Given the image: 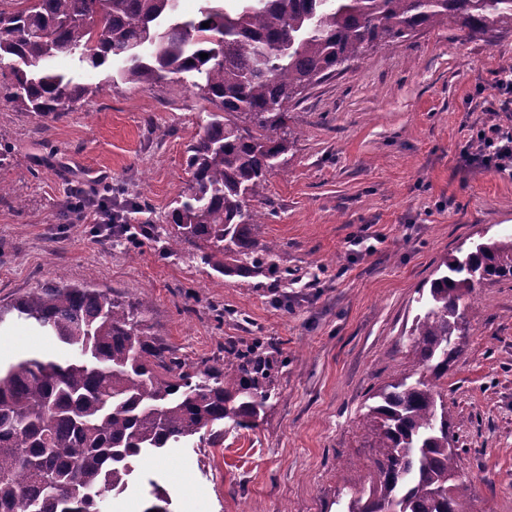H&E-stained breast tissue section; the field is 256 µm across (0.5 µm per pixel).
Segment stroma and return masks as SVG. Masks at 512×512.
I'll use <instances>...</instances> for the list:
<instances>
[{"label": "stroma", "instance_id": "obj_1", "mask_svg": "<svg viewBox=\"0 0 512 512\" xmlns=\"http://www.w3.org/2000/svg\"><path fill=\"white\" fill-rule=\"evenodd\" d=\"M512 32L465 39L422 30L371 52L291 106L295 139L256 208L259 242L278 246L270 276H216L142 238L134 251L68 222L72 185L145 201L164 223L191 181L186 147L212 106L190 80L113 85L63 118H34L0 98V306L50 279L148 302L152 333L174 354L223 367L258 344L273 395L250 429L134 464L104 512H346L373 450L360 419L392 380L418 375L409 334L449 256L512 235V166L486 168L477 134L497 123ZM364 251H352L351 239ZM469 330L448 373V420L471 512H512V279L477 285ZM62 348L16 315L0 321V362Z\"/></svg>", "mask_w": 512, "mask_h": 512}]
</instances>
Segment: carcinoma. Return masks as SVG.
<instances>
[{
	"mask_svg": "<svg viewBox=\"0 0 512 512\" xmlns=\"http://www.w3.org/2000/svg\"><path fill=\"white\" fill-rule=\"evenodd\" d=\"M440 26L466 38L510 32L512 0H201L190 18L179 0H0V61L11 60L0 98L59 119L110 90L54 71L58 55L95 69L114 63L131 84L192 75L215 110L187 148L192 184L168 212V249L221 275L258 276L277 247L253 239L261 215L251 201L293 146L291 103L375 47ZM104 204L76 186L65 214ZM443 265L411 329L423 374L385 385L360 422L374 448L370 487L348 512H469L445 401L460 353L452 337L465 335L475 285L512 278V235ZM146 309L62 279L0 308V321L15 312L68 352L0 364V512H101L141 455L214 444L225 420L248 429L264 412L270 360L254 347L222 368L182 360L152 336Z\"/></svg>",
	"mask_w": 512,
	"mask_h": 512,
	"instance_id": "carcinoma-1",
	"label": "carcinoma"
}]
</instances>
